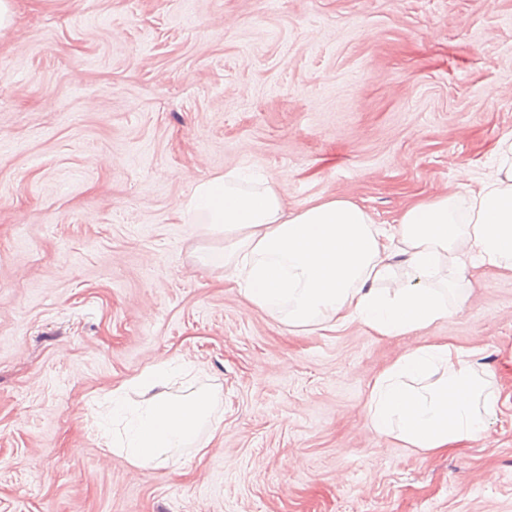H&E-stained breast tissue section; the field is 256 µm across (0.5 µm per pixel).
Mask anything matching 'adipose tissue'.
Segmentation results:
<instances>
[{
  "instance_id": "ef3b65f1",
  "label": "adipose tissue",
  "mask_w": 512,
  "mask_h": 512,
  "mask_svg": "<svg viewBox=\"0 0 512 512\" xmlns=\"http://www.w3.org/2000/svg\"><path fill=\"white\" fill-rule=\"evenodd\" d=\"M494 173L462 194L410 204L397 223H375L348 198L287 207L279 183L229 170L195 184L180 206L182 223L220 234L224 246L204 256L231 270L253 307L293 329L335 330L358 321L382 335H402L449 318L455 308L436 274L468 268L512 271V141H500ZM406 281L395 282V257ZM177 362L145 370L132 382L136 401L115 396L102 412L106 451L134 467H175L174 452L204 453L201 428L215 395L201 389L173 396L166 388ZM500 396L450 343L410 350L371 385L368 419L379 435L425 453L484 435Z\"/></svg>"
}]
</instances>
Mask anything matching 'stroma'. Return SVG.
<instances>
[{"instance_id":"1","label":"stroma","mask_w":512,"mask_h":512,"mask_svg":"<svg viewBox=\"0 0 512 512\" xmlns=\"http://www.w3.org/2000/svg\"><path fill=\"white\" fill-rule=\"evenodd\" d=\"M0 36V512H512V273L450 320L293 332L202 263L178 209L248 167L375 223L488 176L512 139V0H12ZM451 342L500 392L423 453L368 422L375 378ZM219 392L205 455L105 451L93 401L155 365Z\"/></svg>"}]
</instances>
